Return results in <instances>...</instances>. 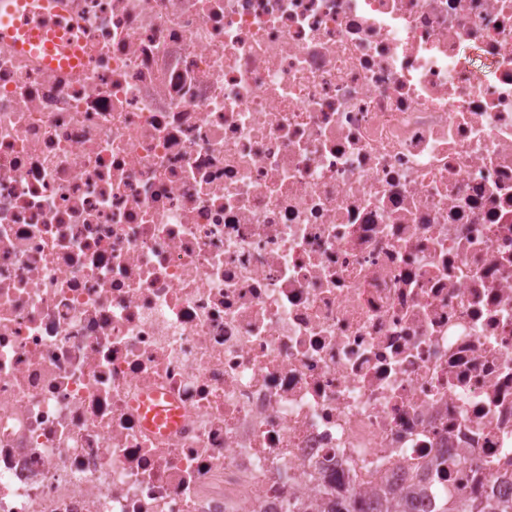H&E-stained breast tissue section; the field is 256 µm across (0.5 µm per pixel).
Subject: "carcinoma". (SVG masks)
<instances>
[{"label": "carcinoma", "instance_id": "1", "mask_svg": "<svg viewBox=\"0 0 512 512\" xmlns=\"http://www.w3.org/2000/svg\"><path fill=\"white\" fill-rule=\"evenodd\" d=\"M418 492L409 489L390 499L374 497H351L326 487L317 500H293L284 512H420ZM432 512H512L509 496H485L456 498L448 495L436 499Z\"/></svg>", "mask_w": 512, "mask_h": 512}]
</instances>
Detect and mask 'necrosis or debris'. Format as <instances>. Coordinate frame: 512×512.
I'll return each mask as SVG.
<instances>
[{
  "label": "necrosis or debris",
  "mask_w": 512,
  "mask_h": 512,
  "mask_svg": "<svg viewBox=\"0 0 512 512\" xmlns=\"http://www.w3.org/2000/svg\"><path fill=\"white\" fill-rule=\"evenodd\" d=\"M57 6L0 39V512L511 495L512 0ZM154 403L147 402L146 418L148 425L153 429L158 428H171L177 421V414L173 408H168L159 403V398H154Z\"/></svg>",
  "instance_id": "4bbe7bcc"
}]
</instances>
